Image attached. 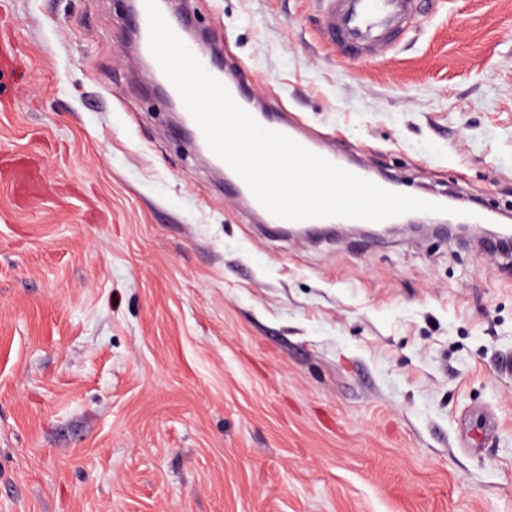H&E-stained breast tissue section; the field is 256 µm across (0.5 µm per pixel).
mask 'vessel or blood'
Returning a JSON list of instances; mask_svg holds the SVG:
<instances>
[{
	"instance_id": "b4317fda",
	"label": "vessel or blood",
	"mask_w": 512,
	"mask_h": 512,
	"mask_svg": "<svg viewBox=\"0 0 512 512\" xmlns=\"http://www.w3.org/2000/svg\"><path fill=\"white\" fill-rule=\"evenodd\" d=\"M326 16L325 41L334 47L353 52L369 51L379 56L390 53L398 39L405 35L411 23L421 15L419 0H323ZM138 43L135 54L138 60L152 69L166 97L175 99L179 93L169 81L149 50V25L143 0L135 4ZM227 88L234 100L262 126L281 132L307 150L321 155L334 164L343 158L336 152L322 149L299 125L273 116L272 112L258 109L248 100L242 82H228ZM228 180L256 213L262 214L268 224H278V217L266 213L248 185L236 172H229Z\"/></svg>"
}]
</instances>
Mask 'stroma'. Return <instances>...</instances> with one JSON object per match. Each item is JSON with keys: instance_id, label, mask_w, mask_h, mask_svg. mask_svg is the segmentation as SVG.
<instances>
[{"instance_id": "obj_1", "label": "stroma", "mask_w": 512, "mask_h": 512, "mask_svg": "<svg viewBox=\"0 0 512 512\" xmlns=\"http://www.w3.org/2000/svg\"><path fill=\"white\" fill-rule=\"evenodd\" d=\"M320 143L512 210V0L385 57L188 0ZM124 0H0V512H512V255L269 231L140 77Z\"/></svg>"}]
</instances>
